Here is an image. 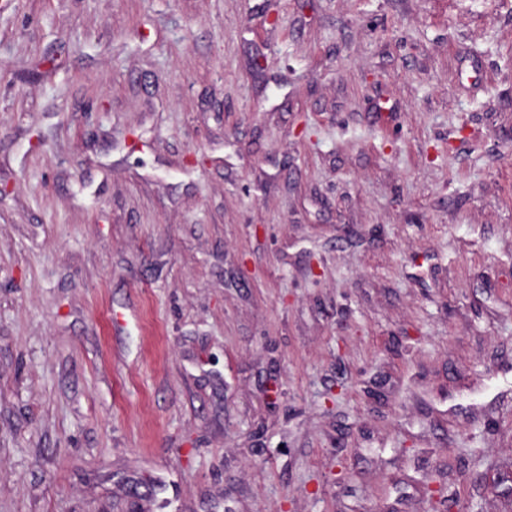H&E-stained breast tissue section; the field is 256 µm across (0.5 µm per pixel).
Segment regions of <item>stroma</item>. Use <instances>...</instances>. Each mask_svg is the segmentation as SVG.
I'll use <instances>...</instances> for the list:
<instances>
[{
  "instance_id": "stroma-1",
  "label": "stroma",
  "mask_w": 512,
  "mask_h": 512,
  "mask_svg": "<svg viewBox=\"0 0 512 512\" xmlns=\"http://www.w3.org/2000/svg\"><path fill=\"white\" fill-rule=\"evenodd\" d=\"M0 512H512V0H0Z\"/></svg>"
}]
</instances>
